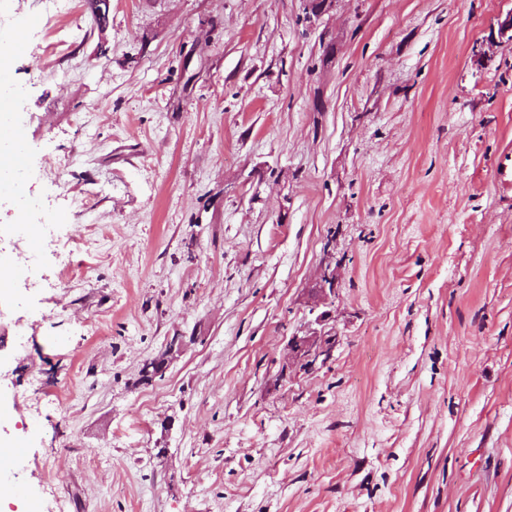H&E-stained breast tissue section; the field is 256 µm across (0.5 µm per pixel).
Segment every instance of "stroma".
<instances>
[{
    "label": "stroma",
    "instance_id": "stroma-1",
    "mask_svg": "<svg viewBox=\"0 0 512 512\" xmlns=\"http://www.w3.org/2000/svg\"><path fill=\"white\" fill-rule=\"evenodd\" d=\"M303 2L0 0L84 238L0 296L9 512H512V0Z\"/></svg>",
    "mask_w": 512,
    "mask_h": 512
}]
</instances>
